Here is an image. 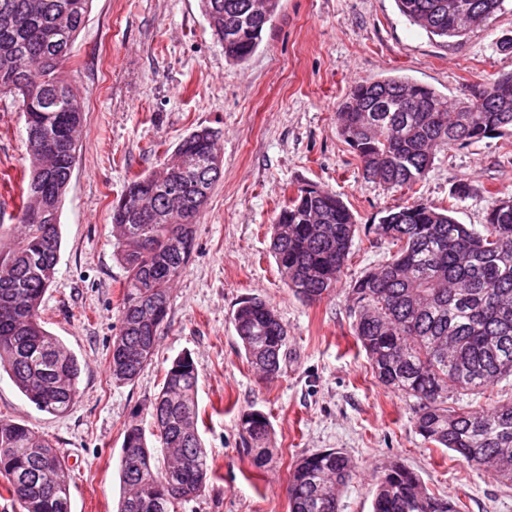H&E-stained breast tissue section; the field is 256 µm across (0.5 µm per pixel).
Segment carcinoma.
I'll return each instance as SVG.
<instances>
[{"label":"carcinoma","mask_w":512,"mask_h":512,"mask_svg":"<svg viewBox=\"0 0 512 512\" xmlns=\"http://www.w3.org/2000/svg\"><path fill=\"white\" fill-rule=\"evenodd\" d=\"M91 0H0V95L18 99L26 130L44 146L28 148V170L16 183L23 232L0 250V370L34 407L69 412L77 398L75 354L40 323L60 251L59 216L83 122V102L61 78ZM201 0L212 34L234 63L259 47L279 0ZM396 0L414 26L442 39L462 37L498 11L504 0ZM235 39L224 41V30ZM338 128L363 177L412 192L436 153L493 135H512V75L476 84L454 105L406 78L354 85L337 113ZM216 135L203 128L164 152L158 169L135 175L112 206L117 256L128 276L109 358L112 381H135L152 360L166 320L170 289L195 247V224L222 173ZM469 187H456L448 206L405 201L369 230L397 246L374 270L350 281L353 335L385 387L413 400L414 427L424 441L456 453L469 466L512 485V399L494 385L512 376V194L498 196L481 228L453 216ZM357 221L341 196L299 186L274 218L271 250L284 285L308 303L336 288L351 254ZM230 321L248 365L276 376L288 328L259 297L238 302ZM198 372L191 354L172 359L160 392L149 400V427L124 429L119 470L125 485L119 512H178L205 493L213 476L199 428ZM486 396V407L448 406L455 395ZM271 424L263 412L239 418V432L263 468L271 454ZM165 455L155 465L153 448ZM343 451L328 448L297 459L288 481L289 512H338V496L355 475ZM0 478L20 512H71L70 473L47 438L0 417ZM372 512H462L460 499L429 491L418 475L393 462L381 472Z\"/></svg>","instance_id":"cac0c4a2"}]
</instances>
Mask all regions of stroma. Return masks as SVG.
<instances>
[{
  "label": "stroma",
  "instance_id": "1",
  "mask_svg": "<svg viewBox=\"0 0 512 512\" xmlns=\"http://www.w3.org/2000/svg\"><path fill=\"white\" fill-rule=\"evenodd\" d=\"M512 74V0L466 36L428 35L395 0H281L257 51L224 57L200 0H92L63 78L84 102L76 164L60 207L61 249L40 316L80 363L79 396L60 416L37 411L0 371V416L50 439L71 470L72 512H117L123 429L160 389L161 372L191 353L198 370L200 433L214 465L202 496L180 512H289L294 462L338 448L357 465L339 512H371L380 472L398 460L464 512H512V488L426 443L413 407L381 385L352 331L347 287L394 247L367 227L401 203L399 190L363 178L339 134L336 114L364 79L402 75L455 101L481 81ZM214 131L222 177L196 225L195 251L174 283L151 363L136 381L113 383L109 351L127 272L115 254L112 204L134 175L195 129ZM27 159L19 103L0 96V176ZM460 223L480 225L494 192H512V135L441 149L417 187L447 203L454 187ZM313 184L336 192L358 224L337 288L316 303L280 281L271 224L285 196ZM260 297L288 328L287 358L274 378L248 366L230 322L237 303ZM268 414L273 456L251 464L240 414Z\"/></svg>",
  "mask_w": 512,
  "mask_h": 512
}]
</instances>
